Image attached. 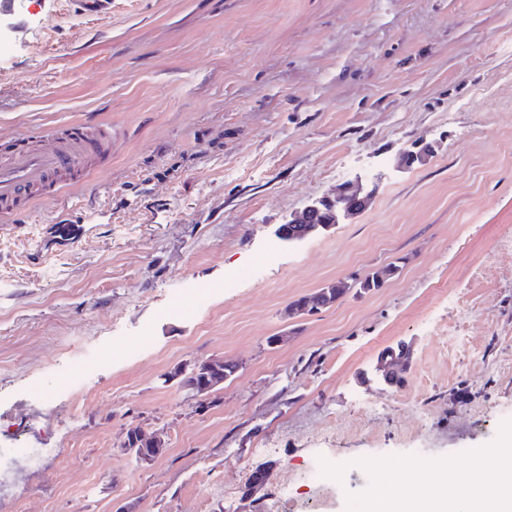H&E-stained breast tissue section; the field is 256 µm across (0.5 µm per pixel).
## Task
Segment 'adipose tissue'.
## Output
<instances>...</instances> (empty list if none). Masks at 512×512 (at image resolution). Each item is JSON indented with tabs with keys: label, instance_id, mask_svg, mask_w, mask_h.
Returning a JSON list of instances; mask_svg holds the SVG:
<instances>
[{
	"label": "adipose tissue",
	"instance_id": "obj_1",
	"mask_svg": "<svg viewBox=\"0 0 512 512\" xmlns=\"http://www.w3.org/2000/svg\"><path fill=\"white\" fill-rule=\"evenodd\" d=\"M361 512H512V436L481 449L464 468H417L385 476Z\"/></svg>",
	"mask_w": 512,
	"mask_h": 512
}]
</instances>
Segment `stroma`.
I'll use <instances>...</instances> for the list:
<instances>
[{
	"label": "stroma",
	"mask_w": 512,
	"mask_h": 512,
	"mask_svg": "<svg viewBox=\"0 0 512 512\" xmlns=\"http://www.w3.org/2000/svg\"><path fill=\"white\" fill-rule=\"evenodd\" d=\"M76 120L111 124V157L0 234V512H358L512 429V0H15L0 138ZM413 142L433 154L394 171ZM379 171L356 219L276 237ZM214 357L239 370L205 396L167 377ZM134 427L164 435L152 464ZM397 271H398V266L390 265V266H387L386 269H384L381 272H373L372 274L365 276L363 279L353 281L352 282L353 284L352 283L349 284L348 282L343 281L344 282L343 288L337 287V286L333 287L330 284H328L322 288H332L331 291L329 290V295H330V303L329 304H331V303L335 302L338 298L343 296L351 288H357V292L359 289V293H368L370 291L379 290L380 288H383L385 283L392 276H394L397 273ZM381 273L384 274V279L386 276H388L386 278V280L385 281L383 280L382 282L379 281V278H378V276ZM137 439L143 442L144 447L135 448L139 443ZM131 441L134 442L133 446L131 445ZM164 448L165 441L157 433L147 435L142 430L135 429L132 430L129 435L125 449L136 458L139 464L148 465L163 454Z\"/></svg>",
	"instance_id": "35a3bbf8"
}]
</instances>
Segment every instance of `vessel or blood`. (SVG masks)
<instances>
[{"mask_svg": "<svg viewBox=\"0 0 512 512\" xmlns=\"http://www.w3.org/2000/svg\"><path fill=\"white\" fill-rule=\"evenodd\" d=\"M112 153V127L82 121L63 134L43 139L28 135L19 148L0 153V217L17 215L20 202L57 196L72 173H87Z\"/></svg>", "mask_w": 512, "mask_h": 512, "instance_id": "vessel-or-blood-1", "label": "vessel or blood"}]
</instances>
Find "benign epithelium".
Masks as SVG:
<instances>
[{"label": "benign epithelium", "instance_id": "benign-epithelium-1", "mask_svg": "<svg viewBox=\"0 0 512 512\" xmlns=\"http://www.w3.org/2000/svg\"><path fill=\"white\" fill-rule=\"evenodd\" d=\"M432 152L431 146L413 143L411 147L401 151L395 164L398 171L407 170L417 163L426 161ZM372 194L366 190L362 181L349 183L332 196L310 200L298 213L292 214L276 231L278 238L284 242H298L319 230H326L339 223L340 220L354 216L363 211ZM327 297L326 291H316L301 299L297 305L288 309V315L301 316L314 313L322 308V301ZM168 376L177 379H192V383L182 384L195 397H202L228 380L224 376V361L202 360L189 370L176 368ZM165 448V441L160 435L145 434L140 429L131 432L126 442V450L141 465H148L159 458Z\"/></svg>", "mask_w": 512, "mask_h": 512}]
</instances>
